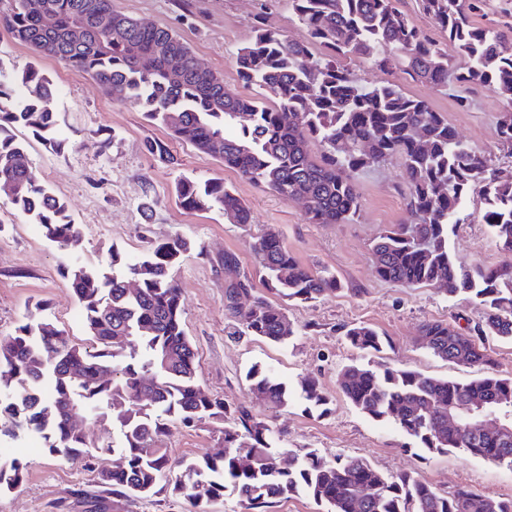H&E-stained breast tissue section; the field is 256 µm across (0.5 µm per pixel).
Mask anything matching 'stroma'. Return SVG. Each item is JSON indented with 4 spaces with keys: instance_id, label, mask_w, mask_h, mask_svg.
I'll return each mask as SVG.
<instances>
[{
    "instance_id": "35a3bbf8",
    "label": "stroma",
    "mask_w": 512,
    "mask_h": 512,
    "mask_svg": "<svg viewBox=\"0 0 512 512\" xmlns=\"http://www.w3.org/2000/svg\"><path fill=\"white\" fill-rule=\"evenodd\" d=\"M115 10L141 22L166 27L187 43L196 57L224 79L225 88L245 97H258L255 86L238 76L235 51L248 40L256 16L269 28L292 39L305 28L288 0H112ZM0 57L16 69L36 63L52 81L48 102L56 115L54 149L18 127L14 134L27 147L30 174L50 187L68 207L82 231L80 241L63 249L49 240L41 225L30 221L0 196V336L35 310L56 320L72 340L89 345L83 315L64 276L67 267L83 265L111 274L113 256L122 265L142 260L153 245L180 235L191 243L174 271L185 310L183 327L196 352L198 375L206 391L233 407L245 406L280 435L283 448L317 450L324 458L339 455L365 458L388 476L417 472L438 489L462 485L491 497H512V468L489 463L452 449L424 451L392 425L372 420L340 393V370L356 357L342 328L364 323L388 336L391 345L377 355L380 363L435 377L468 381L480 376L466 367L434 357L420 343L424 323L443 321L467 327L485 317V309L470 296H447L431 287L407 288L378 277L372 245L395 224L409 221L404 168L399 157L372 163L353 173L360 212L349 224H312L301 205L243 179L237 171L200 154L192 145L171 139L159 123L140 109L112 100L89 75L49 57H39L0 29ZM352 72L363 85L393 80L412 96L441 112L458 138L490 156L494 165L512 172V154L500 150L496 125L506 101L494 88L466 84L445 90L414 82L402 73L390 74L356 59ZM468 100L459 106L457 96ZM167 142L177 160L169 165L150 154L151 140ZM204 181L222 179L249 206L247 225L225 223L220 213H189L176 203L175 187L182 176ZM481 187L468 197L466 223L449 233V246L461 260L485 266L506 263L489 227L482 221ZM275 229L284 245L306 267L325 270L341 286L314 303H296L268 294L283 308L297 334L282 344L252 336L230 337L224 312V255L235 253L242 270L253 276L258 291H266L251 245L266 229ZM271 369L290 387L306 377L318 381L328 401L307 409L302 400L276 410L253 405L248 393L249 370ZM88 438L98 453L68 460L48 452L38 434L0 439V453L18 458L26 467L21 485L0 494V512H195L171 481H161L154 495L128 498L103 492L101 472L114 458L104 447L120 440L111 420L88 423ZM176 460L222 452L215 423L187 427L171 424L162 438Z\"/></svg>"
}]
</instances>
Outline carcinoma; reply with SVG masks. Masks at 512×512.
<instances>
[{
    "label": "carcinoma",
    "instance_id": "cac0c4a2",
    "mask_svg": "<svg viewBox=\"0 0 512 512\" xmlns=\"http://www.w3.org/2000/svg\"><path fill=\"white\" fill-rule=\"evenodd\" d=\"M308 37L288 38L258 21L235 53L238 76L273 98L228 92L224 79L203 67L171 30L144 24L112 8V0H0V27L43 54L42 40L58 44L56 60L90 75L115 101L142 109L170 135L199 153L221 160L247 181L285 200L299 202L312 224H346L359 215L351 174L394 155L402 159L409 187L411 222L395 225L373 245L378 276L409 288L432 286L453 296L466 293L487 307L484 321L462 331L443 322L422 326L423 347L456 364L479 366L469 382L438 378L388 364L353 363L338 375L339 390L357 410L388 421L412 443L431 453L462 449L473 457L512 467V432L488 437L462 424L448 425V408L490 400L512 414V377L493 367L485 338L512 340V263L496 267L462 262L448 245L449 230L466 219L473 184H483V221L498 248L512 256V179L484 153L455 136L448 120L431 105L392 82L365 86L343 64L361 58L381 71L401 69L413 80L448 88L480 83L512 100V50L502 31L476 27L472 16L487 0H422L424 14L446 34L463 62L431 40L397 7V0H289ZM56 17L43 31L41 14ZM110 14V25L95 18ZM85 30L73 31L76 20ZM138 46L134 59L128 43ZM176 56L183 74L169 79L166 62ZM51 81L35 66L7 70L0 60V188L9 203L49 239L65 248L81 236L67 205L52 189L36 183L27 149L12 129L22 126L59 148L52 136L55 113L47 108ZM496 133L512 152V111L501 114ZM319 143L321 156L311 154ZM147 150L173 164L167 143L153 140ZM179 206L189 212L218 210L228 224H249L250 209L224 181L181 178ZM190 242L175 235L128 266L137 288L117 274L106 276L77 267L66 270L82 309L92 348L73 342L50 318L19 325L0 336V439L34 431L53 454L68 459L90 454L86 425L112 418L118 446L99 450L117 455L100 483L128 497H147L167 472L173 490L200 509L224 497L229 487L240 501L264 507L304 494L330 512H512V497L492 499L466 486L440 491L414 472L388 477L367 460L343 456L326 460L314 450L280 452L271 428L251 411L230 408L206 393L198 379L196 354L183 328L181 294L172 276ZM269 289L288 299L312 302L340 288L336 276L302 266L270 229L252 245ZM246 297L251 312L237 306ZM224 311L240 317L233 336H256L284 343L296 331L283 309L258 294L240 270L236 254L224 253ZM363 354L380 353L389 341L367 324L344 330ZM252 402L288 406L292 391L268 371L247 374ZM308 407L327 404L312 379L300 384ZM224 423V453L171 461L161 448L168 422ZM24 464L0 454V493L22 483Z\"/></svg>",
    "mask_w": 512,
    "mask_h": 512
}]
</instances>
